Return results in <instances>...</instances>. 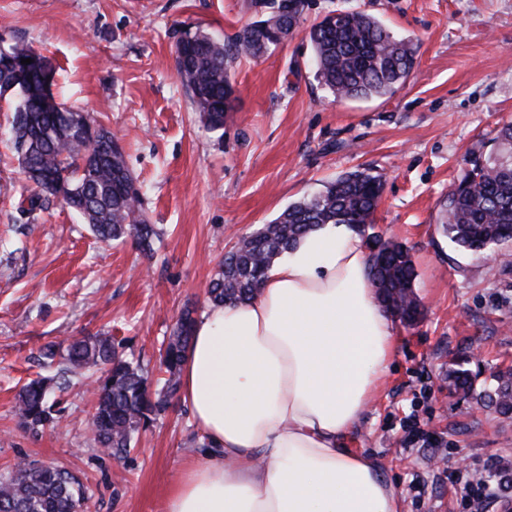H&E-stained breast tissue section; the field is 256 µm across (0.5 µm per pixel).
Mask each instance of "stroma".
Returning <instances> with one entry per match:
<instances>
[{
    "mask_svg": "<svg viewBox=\"0 0 512 512\" xmlns=\"http://www.w3.org/2000/svg\"><path fill=\"white\" fill-rule=\"evenodd\" d=\"M250 3L0 0V35L48 56L59 101L118 137L160 231L148 258L130 238L99 242L59 199L28 212L18 157L0 143V469L21 459L69 469L84 485L85 512H166L201 453L183 398L120 458L94 439L86 381L62 393L61 430L31 435L15 403L42 372L41 347L106 334L157 376L163 341L183 310L206 311L205 286L237 236L366 171L384 182L374 232L410 248L423 315L394 322L396 355L345 445L378 460L404 512H462L450 493L458 460H498L512 477V418L448 392L453 364L481 388L492 371L512 369V243L491 270L436 226L449 190L512 123V0H307L291 39L233 63L232 110L213 132L177 76L175 43L196 27L232 41L255 16ZM336 9L372 14L417 44L415 69L394 95L338 100L315 79L305 31Z\"/></svg>",
    "mask_w": 512,
    "mask_h": 512,
    "instance_id": "obj_1",
    "label": "stroma"
}]
</instances>
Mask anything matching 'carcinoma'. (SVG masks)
Here are the masks:
<instances>
[{"instance_id": "cac0c4a2", "label": "carcinoma", "mask_w": 512, "mask_h": 512, "mask_svg": "<svg viewBox=\"0 0 512 512\" xmlns=\"http://www.w3.org/2000/svg\"><path fill=\"white\" fill-rule=\"evenodd\" d=\"M306 0H253L255 17L227 44L200 30L185 29L175 44L177 74L206 125L224 127L234 93L229 64L239 55L261 57L270 47L293 37ZM313 52L315 77L339 99H368L393 94L411 75L416 46L395 38L377 19L360 11L327 13L306 32ZM31 59L23 64L21 59ZM51 60L31 45L15 41L0 54V99L15 95L11 140L27 180L40 196H54L76 211L102 242L129 236L146 255L154 253L156 227L139 213L138 189L117 140L90 151V138L78 129L77 111L57 103ZM499 152L464 172L448 192L439 230L458 247L473 253L512 239V123L497 134ZM383 189L380 177L355 172L328 184L324 191L289 205L274 220L241 240L225 256L207 286L215 304L255 298L272 260L321 224H346L363 233ZM368 260L372 279L386 308L406 323L420 315L416 273L403 244L377 235ZM195 317L185 310L169 336L161 366L167 377L150 391L140 365L123 357L110 336H83L67 344L41 348L44 365L62 366L64 374L100 370L93 380L95 410L90 420L97 444L122 454L151 416L163 411L181 389L180 370L190 344ZM496 385L477 400L505 418L512 417V372L494 375ZM55 379L40 376L18 394L20 425L33 434L59 427L51 393ZM448 394H474L465 369L448 373ZM85 492L65 468L19 461L0 475V512H82Z\"/></svg>"}]
</instances>
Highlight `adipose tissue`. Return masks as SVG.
Masks as SVG:
<instances>
[{"label":"adipose tissue","instance_id":"obj_1","mask_svg":"<svg viewBox=\"0 0 512 512\" xmlns=\"http://www.w3.org/2000/svg\"><path fill=\"white\" fill-rule=\"evenodd\" d=\"M367 262L361 234L322 225L253 300L196 321L182 384L209 446L167 512H403L378 462L342 445L395 354Z\"/></svg>","mask_w":512,"mask_h":512}]
</instances>
